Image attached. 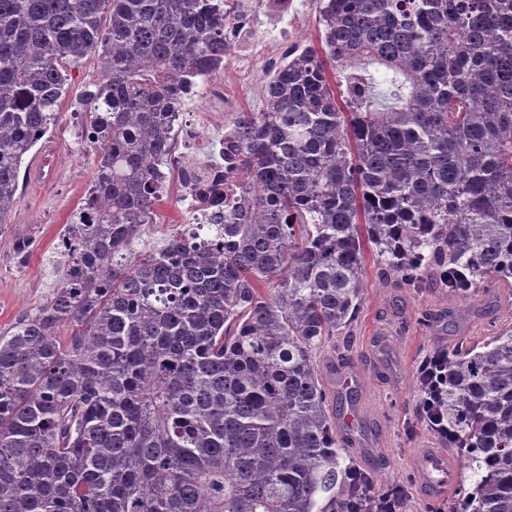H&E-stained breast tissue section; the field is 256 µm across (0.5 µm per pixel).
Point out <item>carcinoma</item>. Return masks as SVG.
<instances>
[{"mask_svg":"<svg viewBox=\"0 0 512 512\" xmlns=\"http://www.w3.org/2000/svg\"><path fill=\"white\" fill-rule=\"evenodd\" d=\"M230 0H0V225L95 55L92 185L46 302L0 335V512H352L321 378L381 278L468 294L512 277V0H319L318 46L219 142L221 224L166 232L175 123L224 68ZM385 66L389 96L364 68ZM69 324L73 333L59 335ZM448 427L477 474L456 512H512V329L448 356Z\"/></svg>","mask_w":512,"mask_h":512,"instance_id":"cac0c4a2","label":"carcinoma"}]
</instances>
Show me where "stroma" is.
I'll list each match as a JSON object with an SVG mask.
<instances>
[{"mask_svg": "<svg viewBox=\"0 0 512 512\" xmlns=\"http://www.w3.org/2000/svg\"><path fill=\"white\" fill-rule=\"evenodd\" d=\"M317 10L318 0H292L287 23L263 25L264 49L254 61L252 85L237 92L238 111H259L269 69L288 51L315 42ZM67 73L69 93L51 130L25 158L13 221L0 227V335L51 294L59 235L91 185L95 156L82 137L90 112L83 93L100 78V67L90 56ZM22 239L29 243L24 257L15 251ZM508 326L511 278L458 297L431 276L411 285L380 280L374 260H367L359 313L321 355L330 416L339 424L354 420L339 440L345 463L367 472L377 492L401 488L408 512H434L413 466L417 449L438 445L418 419L417 363L434 348L473 345Z\"/></svg>", "mask_w": 512, "mask_h": 512, "instance_id": "stroma-1", "label": "stroma"}]
</instances>
